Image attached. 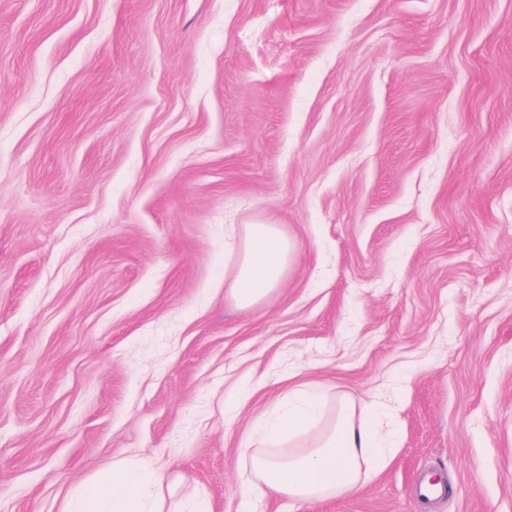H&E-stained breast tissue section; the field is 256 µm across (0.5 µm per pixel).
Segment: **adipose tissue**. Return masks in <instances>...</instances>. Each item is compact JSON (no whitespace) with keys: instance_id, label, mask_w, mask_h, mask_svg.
<instances>
[{"instance_id":"obj_1","label":"adipose tissue","mask_w":512,"mask_h":512,"mask_svg":"<svg viewBox=\"0 0 512 512\" xmlns=\"http://www.w3.org/2000/svg\"><path fill=\"white\" fill-rule=\"evenodd\" d=\"M292 256L277 225H245L227 297L242 309L258 304L283 280ZM397 445L396 413L389 404L296 387L243 441L237 468L249 499L261 503L274 494L314 503L358 490L389 464ZM168 484L163 470L118 458L107 480L87 484L60 512H146L143 487L160 492Z\"/></svg>"}]
</instances>
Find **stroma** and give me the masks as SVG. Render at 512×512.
<instances>
[{"label":"stroma","instance_id":"obj_1","mask_svg":"<svg viewBox=\"0 0 512 512\" xmlns=\"http://www.w3.org/2000/svg\"><path fill=\"white\" fill-rule=\"evenodd\" d=\"M293 246L224 294L243 225ZM298 384L401 397L354 495L512 512V0H0V512L120 456L249 512ZM293 249L275 224H246L239 257L224 293L237 307L248 309L264 300L283 280Z\"/></svg>","mask_w":512,"mask_h":512}]
</instances>
